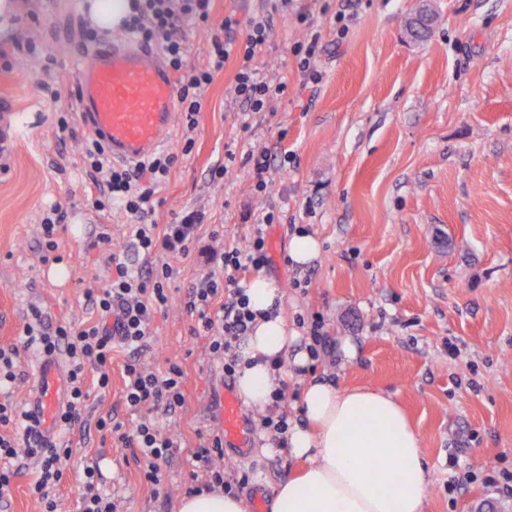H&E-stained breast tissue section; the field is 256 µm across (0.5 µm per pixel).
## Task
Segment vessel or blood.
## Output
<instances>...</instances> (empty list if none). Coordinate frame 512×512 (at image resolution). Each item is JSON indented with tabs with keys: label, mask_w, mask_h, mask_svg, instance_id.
Segmentation results:
<instances>
[{
	"label": "vessel or blood",
	"mask_w": 512,
	"mask_h": 512,
	"mask_svg": "<svg viewBox=\"0 0 512 512\" xmlns=\"http://www.w3.org/2000/svg\"><path fill=\"white\" fill-rule=\"evenodd\" d=\"M77 107L81 122L102 140L113 159L138 162L166 141L173 123L176 95L156 50L127 36L79 53L76 58ZM67 390L60 363L39 365L35 403L47 434ZM225 439L244 435L235 397L224 400Z\"/></svg>",
	"instance_id": "b4317fda"
}]
</instances>
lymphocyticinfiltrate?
I'll use <instances>...</instances> for the list:
<instances>
[{
    "label": "lymphocytic infiltrate",
    "mask_w": 512,
    "mask_h": 512,
    "mask_svg": "<svg viewBox=\"0 0 512 512\" xmlns=\"http://www.w3.org/2000/svg\"><path fill=\"white\" fill-rule=\"evenodd\" d=\"M212 2L136 0L133 14L124 20L122 27L123 32L142 44L160 43L169 67L180 72L181 122L187 133L185 144L189 147L194 144L192 134L197 127L203 92L228 60L232 43L227 36L238 24L237 19L229 15L220 22H213ZM290 11L295 12L299 22H307L306 13L297 10L294 0H274L271 12H260L249 19L245 47L232 85L234 98L246 106L240 115L242 129H249L251 113L265 110L284 92V84L273 85L260 78L253 61L269 40L274 13ZM189 24L204 28L211 42L213 59L206 68L188 70L184 67L185 27ZM80 157L85 169L95 178L96 194L88 201L89 209L108 213L117 206L136 217L138 223L133 227V236L144 255L186 252L199 224L205 220L203 210L184 211L177 222L161 228L146 221L155 211L157 188L169 174L176 161L175 155H159L148 164L134 167L116 165L108 158L102 142L94 139L84 145ZM272 221V216H264L244 246L220 251L222 276L202 277L188 303L210 338V352L221 359L225 374L230 376L236 373L240 342L255 319L240 277L268 265L266 227ZM99 243L107 253L109 265L115 269L105 287L86 292L88 301L101 316L100 321L78 327L60 324L50 328L37 310L33 313V323L23 330L26 346L40 358L48 360L62 355L68 362L69 396L57 417L59 432L53 441H44L38 433L37 420L9 399L8 394L17 379V351L12 347L0 348V392L5 395L0 401V426L20 427L25 435L21 443L13 436L0 435V494L8 490L19 473L14 460L26 457L33 460L38 471L33 492L43 512H58L55 490L63 477V464L72 453L66 435L80 420L91 389H108L114 345L120 343L132 347L133 351H142L157 309L169 302L163 282L173 276L172 266L163 265L160 281L151 283L141 271L122 261L120 252L112 248L110 233H101ZM91 370L96 373L92 380L87 377ZM124 374V398L131 412L139 414V421L129 426L108 417L98 419L97 426L111 435L117 447L138 449L146 463L144 477L155 483L159 480L160 462L174 454L180 443L175 433L161 432L151 420L142 417L141 411L161 408L170 412L182 406L183 371L173 364L160 376L132 360L126 364Z\"/></svg>",
    "instance_id": "1"
}]
</instances>
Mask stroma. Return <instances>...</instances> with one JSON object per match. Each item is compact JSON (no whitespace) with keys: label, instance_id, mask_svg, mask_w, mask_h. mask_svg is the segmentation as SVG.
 Returning <instances> with one entry per match:
<instances>
[{"label":"stroma","instance_id":"1","mask_svg":"<svg viewBox=\"0 0 512 512\" xmlns=\"http://www.w3.org/2000/svg\"><path fill=\"white\" fill-rule=\"evenodd\" d=\"M0 15L9 38L0 40V347H20L38 305L46 323L89 324L98 313L86 288L111 273L97 244L108 224L116 244L130 235L121 209L110 217L86 206L95 184L78 164L87 135L76 115L74 60L85 43L86 0H15ZM431 36L410 39L405 19L414 0H300L310 24L295 15L274 18L269 43L256 58L260 71L285 83L274 111L237 122L241 107L228 91L235 61L216 72L205 92L191 152L173 129L163 150L176 154L157 193L151 224L173 223L201 209L206 221L188 252L152 257L126 251L125 262L157 275L170 264V302L158 309L149 344L138 354L116 348L108 391H91L71 431V458L57 488L60 512H79L85 467L99 465L106 493L119 512H177L191 486L192 453L219 432L224 391L234 388L187 303L203 276L216 272L214 243L241 246L254 224L267 228L270 263L279 282L280 313L308 347L312 322L331 343L284 382V407L299 419L305 378L341 388L391 394L420 440L428 466L425 512H512V0H431ZM351 15L340 33L338 14ZM320 31L307 82L294 51L308 29ZM23 30L39 46L24 55L12 34ZM54 77L44 80L43 66ZM66 127H59L60 115ZM268 152L266 192L252 179V150ZM226 167L214 180L216 167ZM65 218L58 260L46 259L39 235L45 207ZM301 230L315 235L321 253L312 263L287 262ZM356 357L342 363V343ZM138 358L162 374L183 370L185 402L172 413L151 412L182 448L160 465V481L144 478L131 449L115 447L99 418L130 422L124 366ZM246 443L224 447V478L250 479L237 494L270 499L298 462L272 446L260 412L243 407ZM0 512H39L32 492L38 474L29 460Z\"/></svg>","mask_w":512,"mask_h":512}]
</instances>
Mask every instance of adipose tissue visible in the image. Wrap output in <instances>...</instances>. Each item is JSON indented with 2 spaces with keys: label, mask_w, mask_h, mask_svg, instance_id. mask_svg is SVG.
I'll return each mask as SVG.
<instances>
[{
  "label": "adipose tissue",
  "mask_w": 512,
  "mask_h": 512,
  "mask_svg": "<svg viewBox=\"0 0 512 512\" xmlns=\"http://www.w3.org/2000/svg\"><path fill=\"white\" fill-rule=\"evenodd\" d=\"M245 294L257 318L241 350L237 387L246 405L262 410L285 379L272 363L299 333L276 309L283 298L276 280L255 276ZM301 412L305 422L289 424L287 446L304 467L277 486L271 512H424L427 463L391 395L312 378L303 389ZM178 512H249V507L242 497L204 490L183 497Z\"/></svg>",
  "instance_id": "ef3b65f1"
}]
</instances>
